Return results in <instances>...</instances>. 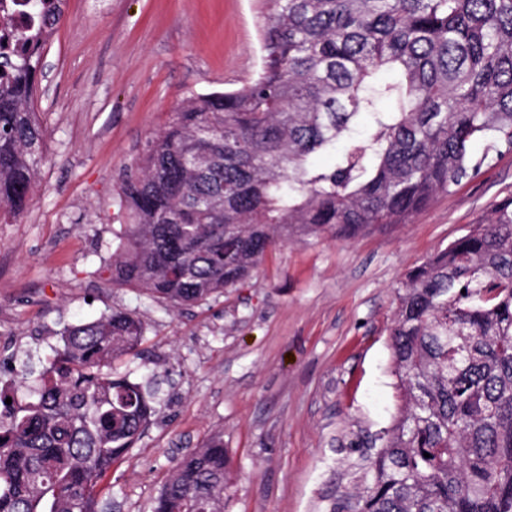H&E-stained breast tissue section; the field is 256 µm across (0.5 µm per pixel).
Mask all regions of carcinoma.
<instances>
[{"instance_id": "cac0c4a2", "label": "carcinoma", "mask_w": 512, "mask_h": 512, "mask_svg": "<svg viewBox=\"0 0 512 512\" xmlns=\"http://www.w3.org/2000/svg\"><path fill=\"white\" fill-rule=\"evenodd\" d=\"M23 2L30 24L0 48V221L26 209L46 161L33 102L66 4ZM261 2L258 77L178 105L122 180L129 223L112 286L201 303L279 244L408 224L489 153L512 151V0ZM396 300V414L341 509L512 512V197L411 269ZM144 333L113 308L0 380V512H97L99 480L158 392L153 378L113 373ZM228 471L214 437L182 459L153 512H224Z\"/></svg>"}]
</instances>
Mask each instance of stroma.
<instances>
[{
  "instance_id": "35a3bbf8",
  "label": "stroma",
  "mask_w": 512,
  "mask_h": 512,
  "mask_svg": "<svg viewBox=\"0 0 512 512\" xmlns=\"http://www.w3.org/2000/svg\"><path fill=\"white\" fill-rule=\"evenodd\" d=\"M260 0H67L41 54L35 110L48 160L33 198L0 223V377L46 357L65 327L121 308L146 332L119 373L166 383L99 499L152 512L172 469L213 436L230 462L225 512H329L354 494L389 427L395 290L512 196V152L408 224L272 249L237 288L189 306L110 280L128 216L121 179L184 99L234 90L262 66Z\"/></svg>"
}]
</instances>
